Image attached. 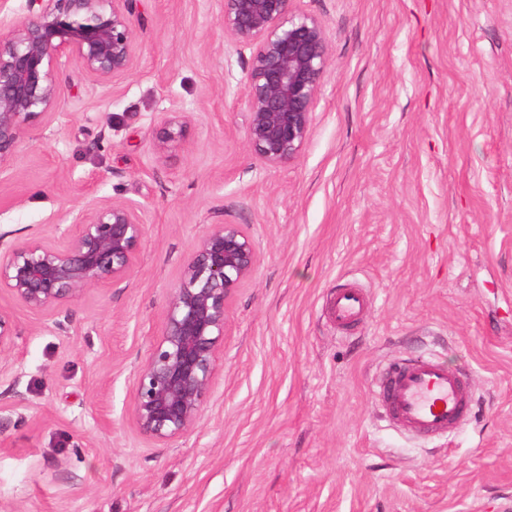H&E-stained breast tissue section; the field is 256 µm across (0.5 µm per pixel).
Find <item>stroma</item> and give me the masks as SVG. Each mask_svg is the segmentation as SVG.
I'll return each instance as SVG.
<instances>
[{
  "instance_id": "obj_1",
  "label": "stroma",
  "mask_w": 512,
  "mask_h": 512,
  "mask_svg": "<svg viewBox=\"0 0 512 512\" xmlns=\"http://www.w3.org/2000/svg\"><path fill=\"white\" fill-rule=\"evenodd\" d=\"M297 6L330 59L283 168L247 144L251 52L225 37L224 0H135L123 77L60 58L53 114L0 171V234L18 244L112 198L141 205L145 234L125 282L59 318L0 291L18 326L0 512H512V0ZM166 112L191 121L160 155ZM222 222L243 225L259 263L197 424L155 442L131 419L136 369ZM351 287L366 309L342 329L328 305ZM418 357L472 387L441 437L392 425L377 396L390 365Z\"/></svg>"
}]
</instances>
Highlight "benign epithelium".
<instances>
[{
  "mask_svg": "<svg viewBox=\"0 0 512 512\" xmlns=\"http://www.w3.org/2000/svg\"><path fill=\"white\" fill-rule=\"evenodd\" d=\"M297 0H224V36L252 50L246 75V137L269 167L294 161L310 137L329 60L320 20ZM31 17L0 37V170L11 166L26 130L57 106L56 64L77 59L91 77L128 74L135 55L133 0H28ZM190 116L168 112L157 149L183 139ZM140 204L112 199L78 211V231L57 224L20 244L0 235V290L37 312L56 313L87 291L129 278L144 236ZM256 246L240 224H215L172 286L160 334L136 376L132 419L156 442L190 432L210 397L224 347L227 308L254 274ZM18 329L0 309V373L13 359Z\"/></svg>",
  "mask_w": 512,
  "mask_h": 512,
  "instance_id": "7a95c632",
  "label": "benign epithelium"
}]
</instances>
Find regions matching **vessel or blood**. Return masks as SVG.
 <instances>
[{"label": "vessel or blood", "instance_id": "b4317fda", "mask_svg": "<svg viewBox=\"0 0 512 512\" xmlns=\"http://www.w3.org/2000/svg\"><path fill=\"white\" fill-rule=\"evenodd\" d=\"M364 306L360 290L341 288L331 314L346 327L359 319ZM379 397L396 425L414 434H440L459 425L469 409L470 389L439 361L418 358L394 364L379 385Z\"/></svg>", "mask_w": 512, "mask_h": 512}]
</instances>
